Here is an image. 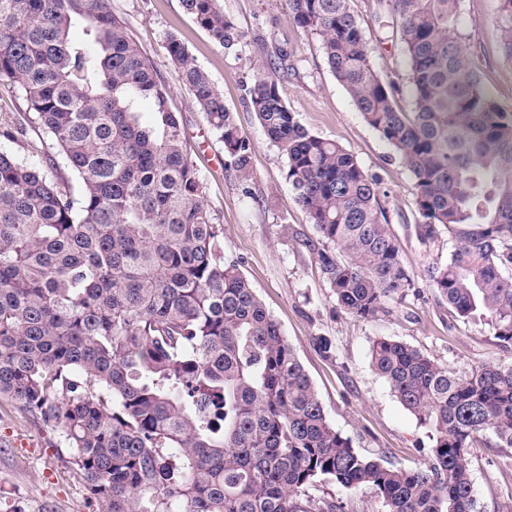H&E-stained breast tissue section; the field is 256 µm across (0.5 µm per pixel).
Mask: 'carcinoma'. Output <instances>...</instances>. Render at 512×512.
Listing matches in <instances>:
<instances>
[{"instance_id": "carcinoma-1", "label": "carcinoma", "mask_w": 512, "mask_h": 512, "mask_svg": "<svg viewBox=\"0 0 512 512\" xmlns=\"http://www.w3.org/2000/svg\"><path fill=\"white\" fill-rule=\"evenodd\" d=\"M283 2L410 173L420 234L455 242L427 271L429 287L511 344L512 113L468 66L460 0H375V17L396 23L407 112L352 0ZM182 3L218 46L244 38L216 0ZM495 20L512 62V0H498ZM75 24L87 40L71 37ZM165 49L249 177L250 141L221 91L176 37ZM0 80L56 148L42 165L0 152V398L60 429L97 512H339L309 499L322 480L368 485L386 512H477L471 450L512 448V364L462 375L376 339L372 368L427 428L430 461L406 470L353 448L277 321L224 261V228L170 90L112 0H0ZM250 100L286 157L337 305L376 317L413 284L379 180L300 124L263 65Z\"/></svg>"}]
</instances>
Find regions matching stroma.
I'll return each instance as SVG.
<instances>
[{
  "mask_svg": "<svg viewBox=\"0 0 512 512\" xmlns=\"http://www.w3.org/2000/svg\"><path fill=\"white\" fill-rule=\"evenodd\" d=\"M217 6L245 34L233 48L218 47L185 12L181 0H112L113 13L127 23L170 89V105L183 124L188 156L224 227L225 261L236 262L279 323L328 418L353 448L404 469L425 466L430 458L427 433L373 370V340L402 341L459 373L489 361L512 363V344L500 341L484 321L458 317L430 288L428 267L447 261L454 243L420 235L408 191L409 172L329 71L319 39L291 24L283 0H217ZM497 7L498 0H460L458 33L471 68L501 108L512 112V62L500 51ZM353 8L374 49L378 70L395 82L399 104L410 108L404 55L391 23L375 21L373 0H353ZM171 35L184 43L221 90L225 107L250 140L249 178H240L231 167L223 141L184 88L165 51ZM277 47L287 55L275 61V76L300 123L339 143L381 181L382 203L413 284L374 319L355 318L337 306L313 248L318 235L286 179V160L251 108L256 68L270 61ZM27 114L22 93L1 82L0 132L20 124L25 132L11 139L0 135V151L39 164L52 148L34 124L25 123ZM471 476L480 512H512V448H474ZM309 494L318 501L341 502L343 512H385L382 497L368 486L348 492L322 482ZM0 512H92L60 430L35 419L20 404L2 400Z\"/></svg>",
  "mask_w": 512,
  "mask_h": 512,
  "instance_id": "obj_1",
  "label": "stroma"
}]
</instances>
